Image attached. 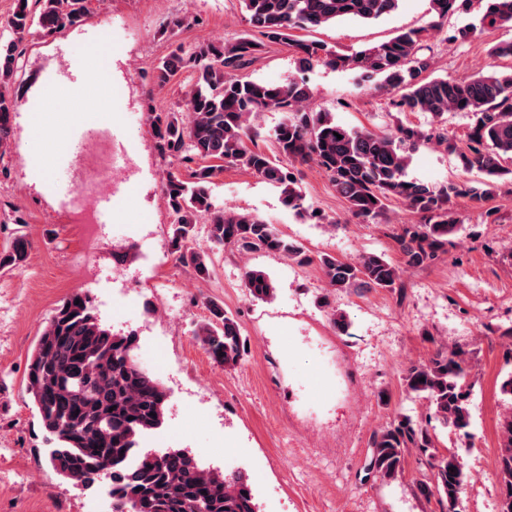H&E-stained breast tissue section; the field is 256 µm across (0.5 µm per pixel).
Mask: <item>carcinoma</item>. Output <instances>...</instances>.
Returning a JSON list of instances; mask_svg holds the SVG:
<instances>
[{"label":"carcinoma","mask_w":512,"mask_h":512,"mask_svg":"<svg viewBox=\"0 0 512 512\" xmlns=\"http://www.w3.org/2000/svg\"><path fill=\"white\" fill-rule=\"evenodd\" d=\"M8 19L10 37L0 38V147L10 139L17 102L9 85L19 75V61L29 36L47 39L81 24L91 0H15ZM41 5L39 12L30 3ZM250 25L260 37L241 36L208 43L192 52L171 53L153 67L154 82L168 85L183 71L195 74L186 95L190 114L153 112L151 123L159 155L171 165H187V175L170 170L162 184L175 215L171 244L177 260L200 278L210 275L209 255L189 246L199 220L207 224L212 249L264 251L307 264L304 248L286 238L273 224L250 212L218 208L212 202L224 166L243 168L280 190L284 204L317 223L323 217L305 204L297 163L312 162L324 171L364 221L380 216L393 199L421 217L394 234L405 265L422 268L448 253L458 230L453 204L467 198L482 205L495 192L512 193V72L477 73L463 79L424 76L431 57L424 53L422 30L411 29L360 50H338L325 42L294 40L299 64L355 71L360 81L382 78L398 93V112L432 117L422 131L399 125L393 131L353 129L330 113L311 107L313 93L305 82L269 84L247 79L236 71L247 67L266 42L287 41L294 30H310L355 18L378 20L396 10L399 0H241ZM512 25V0H488L485 28ZM281 112L282 121L270 135L274 150L257 143L251 119L262 112ZM471 112L476 117L467 135L449 134L443 117ZM435 142L456 154L463 168L477 170V184L448 181L428 186L407 176L412 153ZM19 225L10 246L0 251V270L23 265L31 241ZM320 268L336 291L352 288L394 291L401 287L398 267L383 254L364 253L353 261L332 254L319 256ZM248 295L258 301L273 297L272 279L261 270L244 274ZM195 335L219 365L236 366L244 341L237 323L217 303ZM136 336L114 333L97 320L89 297L75 292L46 322L28 360L25 392L34 404L39 426L48 441L58 443L50 458L56 473L78 487H89L112 474V512H258L252 490L239 473L225 475L198 465L185 449L170 448L155 460L139 451V438L163 421L167 392L160 381L135 359ZM462 348L438 349L425 363L403 372L408 392L429 401L432 413L421 423L397 417L374 434L367 471L382 481L401 474L404 453L415 448L430 478L418 484L425 498H437L452 510L462 500L468 474L462 454L440 453L437 426L468 435L473 383ZM425 381H420V378ZM504 443L498 459V512H512V413L500 423Z\"/></svg>","instance_id":"1"}]
</instances>
